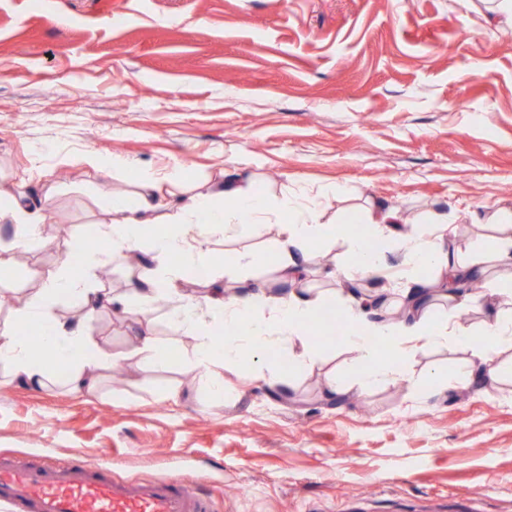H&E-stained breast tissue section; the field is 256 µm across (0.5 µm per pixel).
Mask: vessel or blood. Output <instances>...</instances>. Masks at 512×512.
Returning <instances> with one entry per match:
<instances>
[{
	"label": "vessel or blood",
	"instance_id": "obj_1",
	"mask_svg": "<svg viewBox=\"0 0 512 512\" xmlns=\"http://www.w3.org/2000/svg\"><path fill=\"white\" fill-rule=\"evenodd\" d=\"M1 502L12 512H212L209 496L178 475L125 479L112 462L92 458L0 456Z\"/></svg>",
	"mask_w": 512,
	"mask_h": 512
}]
</instances>
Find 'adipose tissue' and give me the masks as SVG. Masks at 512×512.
Instances as JSON below:
<instances>
[{"label":"adipose tissue","instance_id":"ef3b65f1","mask_svg":"<svg viewBox=\"0 0 512 512\" xmlns=\"http://www.w3.org/2000/svg\"><path fill=\"white\" fill-rule=\"evenodd\" d=\"M231 201L228 209H217L216 197ZM111 224L98 230L111 248L98 254L79 251L64 260L59 269L43 279L39 294L18 309L13 322L0 326V366L11 379L30 387H43L49 373L69 391H92L99 370L107 357L90 336L94 315L100 309L123 305L121 297L107 289L89 287L87 271L127 258L149 244L152 261L132 268L139 283L137 306L133 314L141 325L129 358H138L158 367L168 366L171 352L151 334L149 314L159 297L174 298L170 312L172 326L193 336L195 344L183 361L187 371L208 377V390L215 400H223L224 369L246 359H262L267 372L262 382L277 393L291 388L290 372L313 365L318 351L310 345L301 350L284 351V344L306 336L320 310L329 299L309 291L272 292L248 289L240 295L224 297L220 291L197 298L178 296L169 271L171 258L186 267H206L214 260L209 239L227 232L247 220L276 221L284 226L286 239L275 263L286 281H294L308 259L306 246L312 240L333 235L345 238L348 248L339 264L345 280L366 276L384 279L366 300L342 306L343 343L354 353L360 367L358 384L362 389L405 378V361L415 352L450 337L467 342L478 337L479 344L456 366L453 376L431 370L428 376L433 392L447 388L449 381L467 385L475 375L498 376L503 370L497 355L504 344H512V308L502 299H512V278L485 277L482 296H474L451 285L452 279L476 274L475 263L464 261L463 247L447 250L444 242L448 224L435 219L426 228L405 225L396 209L362 210L352 213L347 224L326 225L318 209L300 212L295 198H283L276 210H269L265 197L254 183L225 182L216 192L198 193L184 198L170 218L178 231L161 232L145 218L146 213L168 210L162 197L147 193L138 207H129L118 197L108 203ZM352 224L365 225L366 234L349 232ZM392 239L398 244L395 258H387L381 245ZM406 282L402 292L387 287L391 276ZM79 299L84 317L74 325L63 326L50 318L47 308L57 298ZM482 308L478 327L457 320L458 312ZM388 346L393 359H383L379 345Z\"/></svg>","mask_w":512,"mask_h":512}]
</instances>
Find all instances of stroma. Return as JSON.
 <instances>
[{
    "label": "stroma",
    "instance_id": "1",
    "mask_svg": "<svg viewBox=\"0 0 512 512\" xmlns=\"http://www.w3.org/2000/svg\"><path fill=\"white\" fill-rule=\"evenodd\" d=\"M492 0H0V189L45 206V232L8 257L0 289L25 302L75 241L137 206L158 180L172 203L249 177L268 203L317 201L321 220L398 208L415 226L447 218L456 244L488 240L471 213L512 207V24ZM280 225L211 240L205 276L176 272L187 297L237 283L227 262L276 249ZM347 249L313 248L303 285L346 292ZM169 305L151 327L176 361L124 360L92 394L5 382L0 455L109 458L118 475L175 472L214 512H512V374L429 396L470 347L448 339L407 360V379L362 391L340 338L313 335L316 364L272 397L244 362L235 395L211 398L178 362L194 345ZM129 312L98 311L109 355L134 344ZM350 385L325 396L330 375Z\"/></svg>",
    "mask_w": 512,
    "mask_h": 512
}]
</instances>
